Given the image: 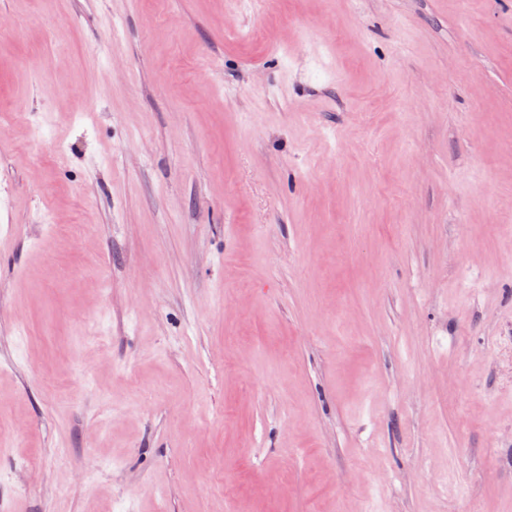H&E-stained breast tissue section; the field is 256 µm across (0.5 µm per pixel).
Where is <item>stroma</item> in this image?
Masks as SVG:
<instances>
[{
  "label": "stroma",
  "mask_w": 512,
  "mask_h": 512,
  "mask_svg": "<svg viewBox=\"0 0 512 512\" xmlns=\"http://www.w3.org/2000/svg\"><path fill=\"white\" fill-rule=\"evenodd\" d=\"M0 512H512V0H0Z\"/></svg>",
  "instance_id": "1"
}]
</instances>
